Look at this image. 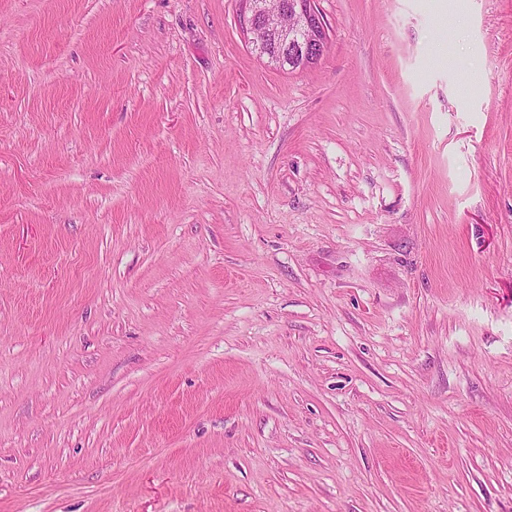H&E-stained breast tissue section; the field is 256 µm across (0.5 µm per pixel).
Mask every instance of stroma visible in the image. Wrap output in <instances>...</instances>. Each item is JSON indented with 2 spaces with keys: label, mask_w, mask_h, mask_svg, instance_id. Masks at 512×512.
Listing matches in <instances>:
<instances>
[{
  "label": "stroma",
  "mask_w": 512,
  "mask_h": 512,
  "mask_svg": "<svg viewBox=\"0 0 512 512\" xmlns=\"http://www.w3.org/2000/svg\"><path fill=\"white\" fill-rule=\"evenodd\" d=\"M0 0V512H512V0ZM244 5L242 28L248 43L275 67H300L319 62L328 46V34L314 0H278L279 10L288 17L275 23L268 0H240Z\"/></svg>",
  "instance_id": "35a3bbf8"
}]
</instances>
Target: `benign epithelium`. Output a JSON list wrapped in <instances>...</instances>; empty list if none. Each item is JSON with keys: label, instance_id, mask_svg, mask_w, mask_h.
<instances>
[{"label": "benign epithelium", "instance_id": "benign-epithelium-1", "mask_svg": "<svg viewBox=\"0 0 512 512\" xmlns=\"http://www.w3.org/2000/svg\"><path fill=\"white\" fill-rule=\"evenodd\" d=\"M242 28L248 43L268 63L282 67L311 66L328 46V34L314 0H278L288 22L278 24L270 15L269 0H240Z\"/></svg>", "mask_w": 512, "mask_h": 512}]
</instances>
